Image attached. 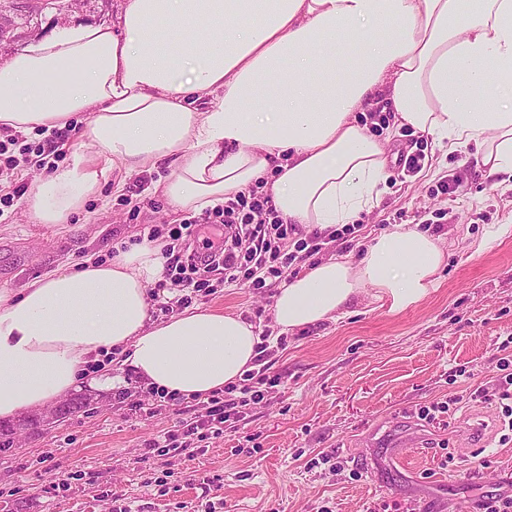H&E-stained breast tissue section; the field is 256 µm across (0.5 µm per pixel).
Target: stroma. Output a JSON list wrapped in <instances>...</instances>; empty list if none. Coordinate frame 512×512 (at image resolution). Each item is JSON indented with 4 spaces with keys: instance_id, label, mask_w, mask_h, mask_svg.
I'll use <instances>...</instances> for the list:
<instances>
[{
    "instance_id": "stroma-1",
    "label": "stroma",
    "mask_w": 512,
    "mask_h": 512,
    "mask_svg": "<svg viewBox=\"0 0 512 512\" xmlns=\"http://www.w3.org/2000/svg\"><path fill=\"white\" fill-rule=\"evenodd\" d=\"M119 0H88L61 18L46 16L39 36L58 21L111 23ZM387 125L369 126L390 159L387 190L363 212L353 242L319 257L297 259L301 274L317 259L357 260L372 237L403 225L438 235L447 254L434 288L420 303L394 311L364 296L350 314L289 333L272 357L281 384L249 406L244 421L224 423L201 441L194 457L158 455L148 442L195 421L196 411L171 405L148 411L119 404L113 389H78L86 408L62 421H39L0 453V503L12 512H477L486 495H512V442L499 443L495 406L471 396L497 375L501 338L512 335V183L477 167L470 150L448 153L431 139ZM62 144L52 166L69 163L79 142L74 129L23 131L30 152L11 177H0V295L13 297L35 277L78 268L86 256L112 260L135 243L143 227L179 224L155 190L163 171L128 176L121 190L105 186L65 224L32 223L24 209L31 183L47 173L36 153L48 138ZM425 156L408 177L403 152ZM455 181L453 191L436 190ZM277 281L264 287L215 285L196 300L201 309L239 314L256 331L273 330ZM463 398L455 415L420 425L416 407L450 396ZM419 445L403 464L386 465L389 447L406 434ZM447 449H440V442ZM455 463L443 467L442 454ZM339 465L322 463V455ZM56 473H49V466Z\"/></svg>"
}]
</instances>
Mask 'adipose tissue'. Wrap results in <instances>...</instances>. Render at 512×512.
Segmentation results:
<instances>
[{
  "label": "adipose tissue",
  "instance_id": "adipose-tissue-1",
  "mask_svg": "<svg viewBox=\"0 0 512 512\" xmlns=\"http://www.w3.org/2000/svg\"><path fill=\"white\" fill-rule=\"evenodd\" d=\"M381 101L396 124L475 146L478 166L512 176V0H122L116 23L64 25L0 61V129L93 115L70 164L26 193L36 224L67 223L102 186L162 167L156 189L176 212L260 184L288 223H353L386 190L385 147L357 120ZM164 247L146 240L0 296V420L65 397L112 349L147 385L186 397L251 369L258 337L241 316L152 321L146 288ZM443 259L427 233L384 232L358 262L331 258L280 285L274 324L302 330L366 294L407 308Z\"/></svg>",
  "mask_w": 512,
  "mask_h": 512
}]
</instances>
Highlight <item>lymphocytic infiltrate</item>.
Instances as JSON below:
<instances>
[{
	"label": "lymphocytic infiltrate",
	"mask_w": 512,
	"mask_h": 512,
	"mask_svg": "<svg viewBox=\"0 0 512 512\" xmlns=\"http://www.w3.org/2000/svg\"><path fill=\"white\" fill-rule=\"evenodd\" d=\"M215 214L223 219L224 233L221 241L202 258L189 253L186 247L194 220L164 230L156 226L148 230V239L162 236L169 239L163 253L162 277L152 293L154 301L163 302L167 311L186 309L197 297L208 295L210 279L218 273L222 274L225 284L237 286L248 282L259 287L269 279L287 278L295 260L294 255L284 249L285 241L290 238H298L300 248L313 256L330 243L347 240L355 230L354 225L339 224L328 230L316 228L304 233L299 225L284 223L270 195L256 189L225 203ZM259 338L256 370L247 372L241 382L213 392L205 403L207 419L189 424L188 435L194 436L199 431L240 418L242 407L259 403L267 390L280 385V377L270 372L269 359L275 348L285 347L286 340L272 338L267 331L261 332ZM499 349L501 373L495 387L480 385L475 394L498 403L503 430L501 441L506 444L512 442V342H501Z\"/></svg>",
	"instance_id": "obj_1"
}]
</instances>
